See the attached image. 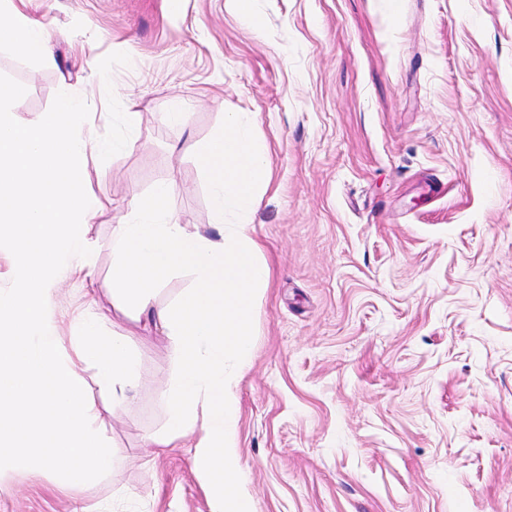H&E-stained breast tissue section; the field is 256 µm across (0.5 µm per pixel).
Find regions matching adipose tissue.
Wrapping results in <instances>:
<instances>
[{
    "label": "adipose tissue",
    "mask_w": 512,
    "mask_h": 512,
    "mask_svg": "<svg viewBox=\"0 0 512 512\" xmlns=\"http://www.w3.org/2000/svg\"><path fill=\"white\" fill-rule=\"evenodd\" d=\"M0 46L45 68L56 64L45 29L15 0H0ZM195 159L210 189V228L181 223L169 204L173 183L132 195L112 233V307L169 343L173 374L159 389L167 422L145 447L186 444L210 512H252L237 463L236 389L253 358L254 314L269 279L250 221L268 162L240 112L225 113ZM181 271L192 274V287L158 304V284Z\"/></svg>",
    "instance_id": "ef3b65f1"
}]
</instances>
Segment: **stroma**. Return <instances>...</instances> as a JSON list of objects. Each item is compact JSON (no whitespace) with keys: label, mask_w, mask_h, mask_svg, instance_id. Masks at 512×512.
<instances>
[{"label":"stroma","mask_w":512,"mask_h":512,"mask_svg":"<svg viewBox=\"0 0 512 512\" xmlns=\"http://www.w3.org/2000/svg\"><path fill=\"white\" fill-rule=\"evenodd\" d=\"M57 64L0 48L26 88L17 117L112 72L142 123L90 157L95 281L64 279L53 324L112 308V228L162 182L182 223L209 227L194 149L228 112L253 116L270 183L251 226L271 276L237 389V456L253 512H512V0H30ZM187 127L167 117L173 103ZM136 398H96L120 457L90 487L0 483V512H209L164 428L165 337L124 318Z\"/></svg>","instance_id":"35a3bbf8"}]
</instances>
